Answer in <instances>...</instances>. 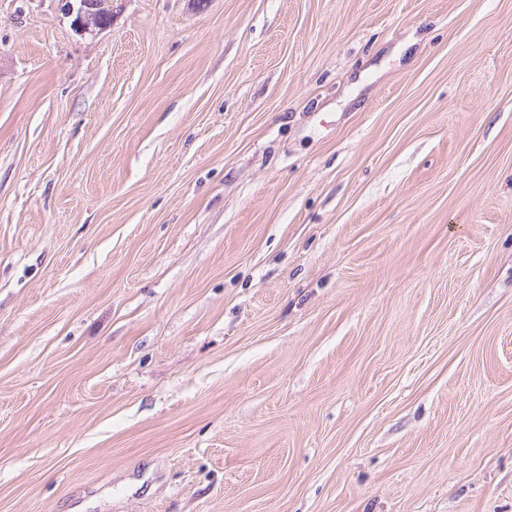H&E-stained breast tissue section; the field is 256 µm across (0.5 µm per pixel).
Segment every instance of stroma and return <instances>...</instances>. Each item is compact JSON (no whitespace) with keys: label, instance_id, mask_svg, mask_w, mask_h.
Instances as JSON below:
<instances>
[{"label":"stroma","instance_id":"stroma-1","mask_svg":"<svg viewBox=\"0 0 512 512\" xmlns=\"http://www.w3.org/2000/svg\"><path fill=\"white\" fill-rule=\"evenodd\" d=\"M0 0V512H512V0ZM64 10L70 16L74 15L72 26L76 34L81 37L95 36L101 28H106L112 21V16L100 15L93 19L94 24L101 27L97 28L92 22L93 15L100 10L112 11V0H61ZM72 1L77 2L75 7Z\"/></svg>","mask_w":512,"mask_h":512}]
</instances>
